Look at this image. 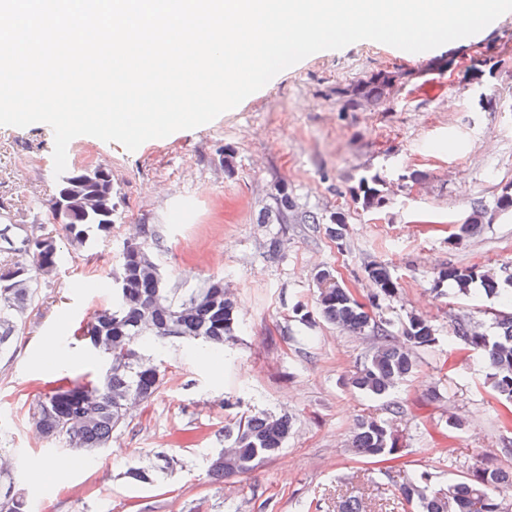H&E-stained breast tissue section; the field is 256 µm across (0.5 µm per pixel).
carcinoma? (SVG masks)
<instances>
[{"label":"carcinoma","mask_w":512,"mask_h":512,"mask_svg":"<svg viewBox=\"0 0 512 512\" xmlns=\"http://www.w3.org/2000/svg\"><path fill=\"white\" fill-rule=\"evenodd\" d=\"M392 81L390 73L380 71L343 90L344 109L356 112L381 104L386 99L385 88ZM387 194L386 180L379 173L362 175L358 188L353 190L364 210L381 208ZM491 210L511 212L512 191L498 196L490 208L481 203L472 207L454 243L476 235ZM64 229L72 243L87 247L110 232L112 212L87 219L78 215L76 223L66 224ZM325 230L341 243L346 231L345 214H331ZM10 232L31 240L33 248H14L12 255L0 261V354L9 351L19 324L38 297L32 270L50 277L61 261L60 247L52 236L38 234L23 224H6L0 228V239L8 240ZM159 248L160 238L146 229L124 241L116 274L122 287L112 289V302L97 309L81 329L80 338L92 354L100 349L108 353L111 372H100L86 382L60 384L33 406L32 420L40 434L62 442L80 456L88 457L107 447L112 437L129 425L133 409L149 404L158 393L164 369L146 358L147 350H158L179 340L218 358L224 345L236 336L238 306L224 278H209L197 288H162L158 285L162 272L156 257ZM366 273L376 285V294L369 303L359 302L332 271L323 269L316 273L314 304L330 324L355 335L374 337L367 359L351 374L349 384L363 394L380 397L414 373L415 349L436 344L438 336L432 321L418 313L407 316L400 335H395L391 322L376 318L375 310L380 308V301L398 294L399 280L382 263L367 265ZM445 280L454 285L455 294L463 296L479 282L486 295L512 305V292L500 288L499 277L491 270L450 264L438 273V281ZM458 344L484 363L486 378L498 400L511 405L512 315L496 320L492 335L469 321L458 322L448 337V346ZM292 429V418L286 414L241 415L225 431L233 453L219 463L210 462V472L223 479L254 470L283 448ZM348 447L365 459L387 458L403 451L392 422L374 416L358 421ZM448 463L466 469V476L444 487L434 484L431 472L420 470L397 486V497L416 503L420 512H512V470L469 465L452 454ZM0 512H29L27 496L1 489ZM336 512L376 510L368 497L338 493Z\"/></svg>","instance_id":"obj_1"}]
</instances>
